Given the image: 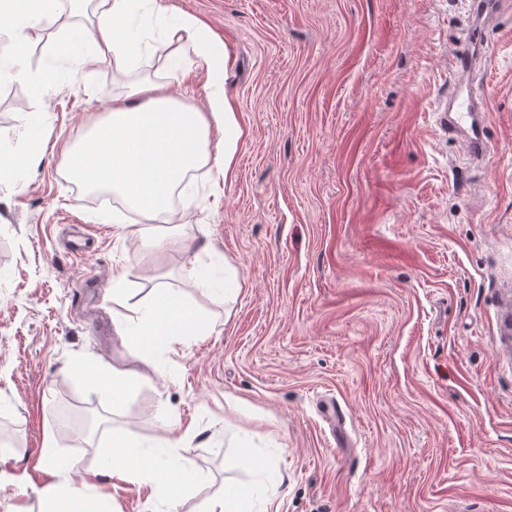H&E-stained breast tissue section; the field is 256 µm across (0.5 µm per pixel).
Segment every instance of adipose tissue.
Wrapping results in <instances>:
<instances>
[{"label":"adipose tissue","instance_id":"1","mask_svg":"<svg viewBox=\"0 0 512 512\" xmlns=\"http://www.w3.org/2000/svg\"><path fill=\"white\" fill-rule=\"evenodd\" d=\"M87 2L91 20L82 29L81 45L74 49L62 41L57 45L59 52L78 53L88 69L108 59L121 67L130 65L143 42L142 34L132 33L128 24L132 0ZM76 3L0 0V40L12 49L9 59L0 60L1 82L27 83L39 99L57 92L51 73H31L23 60L30 44L42 33L41 20L71 12ZM167 37L192 46L212 83L222 85L223 76L215 66L217 47L202 36L192 18L170 24ZM215 126L223 128L224 142L213 152L209 139ZM240 138L241 130L225 94L212 95L207 111L202 112L173 96L165 83L145 77L128 85L123 96L113 99L106 116L68 148L67 171L87 192L115 194L129 209L146 218L148 224L137 237L142 244L159 248L180 236L182 222L171 200L186 176L206 165L227 175ZM112 317L139 348H155L181 336L207 333L206 324L195 311L178 295L166 291L133 304L121 289H113ZM111 442L114 453L108 468L113 475H147L174 493L193 472L183 458L159 459L145 453L126 430H113ZM45 512H105L104 500L63 481L54 486Z\"/></svg>","mask_w":512,"mask_h":512}]
</instances>
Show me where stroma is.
Listing matches in <instances>:
<instances>
[{
    "label": "stroma",
    "mask_w": 512,
    "mask_h": 512,
    "mask_svg": "<svg viewBox=\"0 0 512 512\" xmlns=\"http://www.w3.org/2000/svg\"><path fill=\"white\" fill-rule=\"evenodd\" d=\"M483 30L478 90L494 148L473 160L437 103L468 26L461 0H142L126 72L83 69L54 45L25 57L59 85L39 106L0 85V148L47 143L23 184L0 183V512H42L61 478L110 512H218L226 488L261 487L254 512H512V0ZM201 23L225 53L243 131L227 177L194 171L176 246L130 241L141 218L66 173L65 147L129 82H168L204 108L213 91L164 17ZM235 274L230 297L198 266ZM210 324L133 350L112 319L155 282ZM102 369L98 385L82 366ZM137 377L130 391L117 376ZM172 445L196 479L179 497L103 474L112 429ZM67 476L43 463L45 437Z\"/></svg>",
    "instance_id": "obj_1"
}]
</instances>
